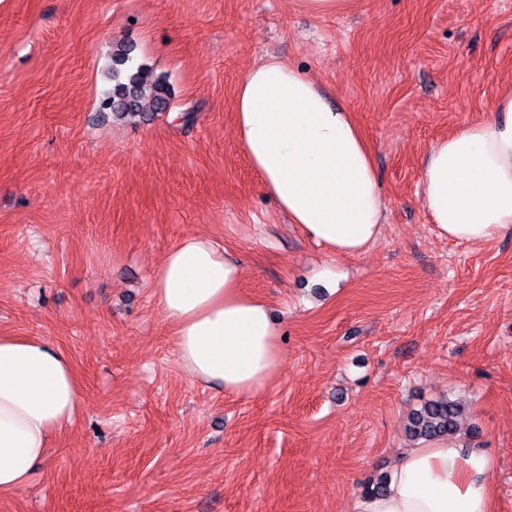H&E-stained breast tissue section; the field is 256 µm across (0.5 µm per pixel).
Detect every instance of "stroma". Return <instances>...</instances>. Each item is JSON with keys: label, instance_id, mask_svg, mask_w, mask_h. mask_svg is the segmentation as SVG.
Here are the masks:
<instances>
[{"label": "stroma", "instance_id": "35a3bbf8", "mask_svg": "<svg viewBox=\"0 0 512 512\" xmlns=\"http://www.w3.org/2000/svg\"><path fill=\"white\" fill-rule=\"evenodd\" d=\"M165 77L168 111L116 123L112 47ZM277 57L350 112L386 219L330 257L263 191L235 130L247 69ZM512 87V0H0V335L72 359L81 411L0 512H351L408 448V413L451 396L464 454L512 512V235H435L420 202L436 140ZM198 108L181 127L177 114ZM207 235L284 325L281 373L235 396L179 365L150 291ZM351 0H298L302 8L309 13L322 14H340L344 12Z\"/></svg>", "mask_w": 512, "mask_h": 512}]
</instances>
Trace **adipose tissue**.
<instances>
[{"label":"adipose tissue","instance_id":"1","mask_svg":"<svg viewBox=\"0 0 512 512\" xmlns=\"http://www.w3.org/2000/svg\"><path fill=\"white\" fill-rule=\"evenodd\" d=\"M235 118L267 195L308 238L336 257L378 241L385 203L370 150L351 112L315 79L275 58L255 65L238 83ZM420 200L438 237L479 245L512 232V89L485 120L429 147ZM241 281L237 258L193 235L166 252L151 287L189 376L251 396L281 371L282 325ZM82 399L65 352L40 337L0 336V495L30 482ZM488 471L455 441L425 442L400 456L384 494L359 497L353 512H494Z\"/></svg>","mask_w":512,"mask_h":512}]
</instances>
